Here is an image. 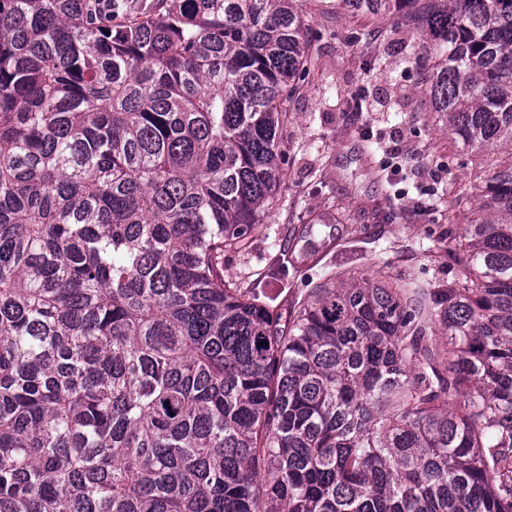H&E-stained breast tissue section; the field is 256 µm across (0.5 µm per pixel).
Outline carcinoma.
<instances>
[{
	"label": "carcinoma",
	"mask_w": 512,
	"mask_h": 512,
	"mask_svg": "<svg viewBox=\"0 0 512 512\" xmlns=\"http://www.w3.org/2000/svg\"><path fill=\"white\" fill-rule=\"evenodd\" d=\"M406 25L455 144L448 277L224 279L318 63ZM0 512H512V0H0Z\"/></svg>",
	"instance_id": "cac0c4a2"
}]
</instances>
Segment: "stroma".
I'll return each instance as SVG.
<instances>
[{"instance_id": "stroma-1", "label": "stroma", "mask_w": 512, "mask_h": 512, "mask_svg": "<svg viewBox=\"0 0 512 512\" xmlns=\"http://www.w3.org/2000/svg\"><path fill=\"white\" fill-rule=\"evenodd\" d=\"M319 50L317 67L293 100V119L279 131L286 156L284 182L264 224L243 251L224 254V276L249 292L287 306L328 276L353 279L390 267L392 274L427 283L447 262L448 224L425 205L417 187L454 184L468 190L480 160L453 146L443 122L424 105L428 65L403 63L411 40L404 26L371 21L377 40L348 39L352 20L308 19ZM381 54L384 65L367 60ZM367 97L370 111L349 103ZM398 158L392 183L379 180L380 165ZM294 260L281 279L259 281V272L281 254Z\"/></svg>"}]
</instances>
